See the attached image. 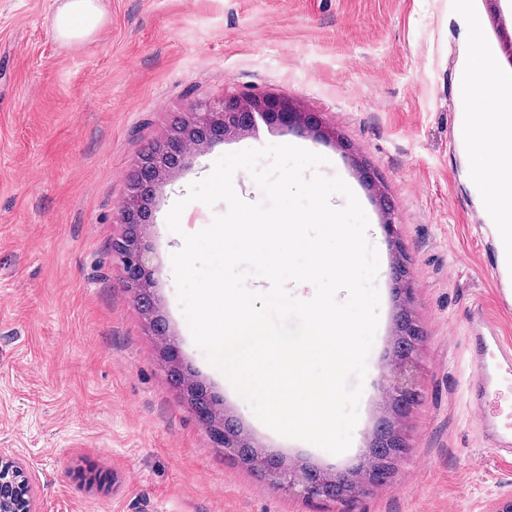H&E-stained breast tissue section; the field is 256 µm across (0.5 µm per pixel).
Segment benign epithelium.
<instances>
[{"mask_svg":"<svg viewBox=\"0 0 512 512\" xmlns=\"http://www.w3.org/2000/svg\"><path fill=\"white\" fill-rule=\"evenodd\" d=\"M278 123L290 130L309 133L317 139L329 140L335 132L315 112H302L288 98L276 96H232L218 102L203 101L195 105L187 122L172 128L166 138L149 144L128 175V193L119 207V221L124 233L114 248L122 282L133 302L145 316L156 335L166 339V326L157 313L150 267L152 248L147 240L151 205L166 178L179 169L187 156L199 147L239 132L250 131L258 121ZM386 214L383 228L396 250H402L391 206L383 203ZM391 281L398 288L401 303L411 307L413 287L404 265L392 268ZM416 339L408 353L391 357V374L387 390L388 404L397 416H404L420 400L416 382L418 351L423 331L416 327ZM171 384L185 390L187 402L196 420L206 428L215 447L227 457L244 458L249 468L273 488L307 500H322L327 489L344 483L351 488V497L365 494L373 487L370 471L352 469L348 472L311 470L303 466H285L278 459L260 451L248 452L251 444L242 436L238 425L229 417L217 414L216 400L180 366L176 350L165 344ZM31 477L26 467L0 454V512H35L31 496Z\"/></svg>","mask_w":512,"mask_h":512,"instance_id":"obj_1","label":"benign epithelium"}]
</instances>
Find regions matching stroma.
Here are the masks:
<instances>
[{
    "label": "stroma",
    "mask_w": 512,
    "mask_h": 512,
    "mask_svg": "<svg viewBox=\"0 0 512 512\" xmlns=\"http://www.w3.org/2000/svg\"><path fill=\"white\" fill-rule=\"evenodd\" d=\"M58 0H0V454L29 469L36 512H496L512 500L469 405L475 309L499 315V218L468 171L461 76L475 51L512 74V0H102L88 42H58ZM284 96L335 139L258 123L187 157L151 207L161 341L113 260L119 206L141 152L225 96ZM302 143L357 193L379 254V325L353 435L332 454L261 428L207 360L181 309L171 256L224 212L187 202L223 154ZM384 186L393 211L374 191ZM186 200L181 233L166 216ZM393 217L404 251L390 246ZM414 284L420 402L389 481L342 506L270 489L215 448L168 379L165 343L259 451L327 471L358 466L387 412L397 308L390 269Z\"/></svg>",
    "instance_id": "1"
}]
</instances>
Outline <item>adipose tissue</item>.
Here are the masks:
<instances>
[{
  "label": "adipose tissue",
  "mask_w": 512,
  "mask_h": 512,
  "mask_svg": "<svg viewBox=\"0 0 512 512\" xmlns=\"http://www.w3.org/2000/svg\"><path fill=\"white\" fill-rule=\"evenodd\" d=\"M103 23L100 0H61L51 28L58 40L78 44L91 38ZM465 81L475 111L485 115L474 136L471 174L489 187L487 204L501 218L491 227L497 233L502 224L512 221V77L492 70L478 54Z\"/></svg>",
  "instance_id": "adipose-tissue-1"
}]
</instances>
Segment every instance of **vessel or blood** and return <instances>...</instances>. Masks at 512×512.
<instances>
[{
    "mask_svg": "<svg viewBox=\"0 0 512 512\" xmlns=\"http://www.w3.org/2000/svg\"><path fill=\"white\" fill-rule=\"evenodd\" d=\"M497 292L503 309H512V230H505L499 241L495 267ZM469 349L476 367L471 398L476 410H483L488 396L505 389L512 393V340L475 332ZM481 431L491 441L500 458L512 459V405L503 410L501 420L481 418Z\"/></svg>",
    "mask_w": 512,
    "mask_h": 512,
    "instance_id": "b4317fda",
    "label": "vessel or blood"
}]
</instances>
